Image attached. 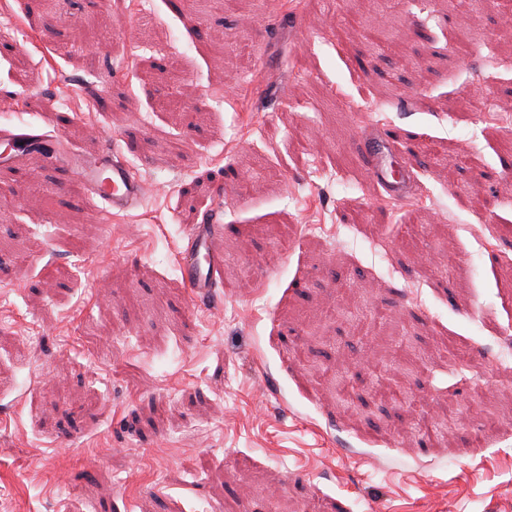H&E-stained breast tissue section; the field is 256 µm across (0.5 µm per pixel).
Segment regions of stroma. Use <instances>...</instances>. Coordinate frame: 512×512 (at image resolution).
<instances>
[{
    "label": "stroma",
    "instance_id": "35a3bbf8",
    "mask_svg": "<svg viewBox=\"0 0 512 512\" xmlns=\"http://www.w3.org/2000/svg\"><path fill=\"white\" fill-rule=\"evenodd\" d=\"M511 24L0 0V131L69 146L0 163V512H512ZM379 128L452 156L381 143L394 195ZM105 151L150 187L112 218L71 190ZM219 197L200 301L177 255ZM373 143H374V137H367L362 141L360 150L363 155V158L367 161L368 164L371 165V167L373 168V170L379 180H384V181L389 182L388 181V172H386L378 164L377 153H376V149L373 147ZM392 178L394 181L389 182V183H391L392 185L395 186L398 193L402 194L405 180H403V181L398 180V178L394 177L393 174H392Z\"/></svg>",
    "mask_w": 512,
    "mask_h": 512
}]
</instances>
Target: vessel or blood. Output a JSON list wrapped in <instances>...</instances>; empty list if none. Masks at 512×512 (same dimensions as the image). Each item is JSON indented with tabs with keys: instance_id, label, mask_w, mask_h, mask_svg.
Instances as JSON below:
<instances>
[{
	"instance_id": "obj_1",
	"label": "vessel or blood",
	"mask_w": 512,
	"mask_h": 512,
	"mask_svg": "<svg viewBox=\"0 0 512 512\" xmlns=\"http://www.w3.org/2000/svg\"><path fill=\"white\" fill-rule=\"evenodd\" d=\"M75 177L84 194L100 199L111 214L137 206L147 191L145 182L120 160L79 164ZM223 232V217L217 209L203 216L187 232L188 244L179 257V267L194 295H207L215 286V275L224 258L214 250L212 242Z\"/></svg>"
}]
</instances>
